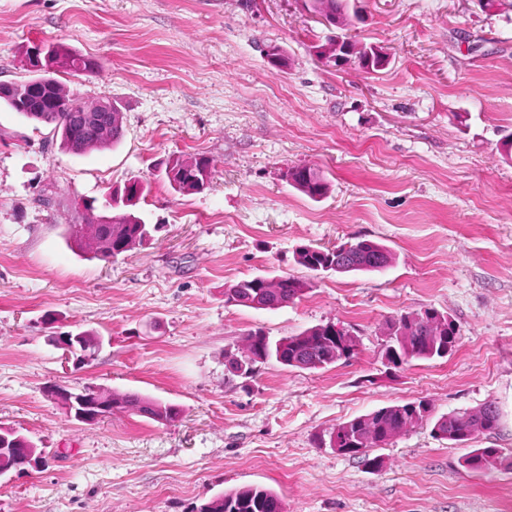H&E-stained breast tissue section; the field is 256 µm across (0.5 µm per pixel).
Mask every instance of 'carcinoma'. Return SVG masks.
Returning a JSON list of instances; mask_svg holds the SVG:
<instances>
[{"label":"carcinoma","mask_w":512,"mask_h":512,"mask_svg":"<svg viewBox=\"0 0 512 512\" xmlns=\"http://www.w3.org/2000/svg\"><path fill=\"white\" fill-rule=\"evenodd\" d=\"M45 49L55 56V72L42 76L43 86L35 97V107L20 109L13 95L0 87V106H5L37 123L53 126L60 134L61 144L69 152L89 151L108 144L119 143L125 134L120 107L105 101L106 109L98 122L90 127L71 128L69 117L79 99L63 92L55 73L65 71L71 75L99 69L97 59L78 54L70 48L52 44ZM171 188L181 195H191L207 188L211 179L210 162L203 156L174 159L165 169ZM293 188L318 201L327 196L329 185L319 170L310 166H293L285 173ZM145 191L139 180H130L112 192L111 220L103 221L88 213L86 223L71 224L66 230L67 242L72 247H92L95 258L109 261L134 245L147 243L152 237L151 225L133 212ZM294 259L298 265L314 275L326 272L348 274L379 272L389 266L392 256L382 244L359 239L351 247L315 248L299 247ZM311 287V282L291 275H256L242 279L224 288V303L256 310H276L300 298ZM392 341L387 345L385 357L388 364L398 367L411 360H436L447 357L458 345L457 326H448V317L434 308H426L401 315L391 324ZM327 325L320 324L303 332L272 340L263 330L256 329L246 336V353L241 358L243 368L238 375L250 378L261 364L271 360L288 368L320 370L341 360L355 356L356 346L338 344L326 338ZM112 408H134L150 420L167 424L182 414L180 406L162 403L135 393L110 394ZM429 403L424 400L398 403L373 410L338 425L329 436L343 448L360 436L368 447L386 444L395 435L426 419L430 415ZM499 426V412L492 402L476 411L451 412L436 418L433 433L441 440L465 444L475 436L491 432ZM503 457L498 448H474L464 459L467 470L486 473ZM196 512H284L281 497L263 487L247 486L205 500Z\"/></svg>","instance_id":"1"}]
</instances>
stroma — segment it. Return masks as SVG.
Segmentation results:
<instances>
[{"mask_svg":"<svg viewBox=\"0 0 512 512\" xmlns=\"http://www.w3.org/2000/svg\"><path fill=\"white\" fill-rule=\"evenodd\" d=\"M350 3L346 37L386 52L384 69L318 61L329 30L304 0H0V82L28 78L27 46L65 45L100 62L61 75L65 92L116 102L125 125L117 146L73 155L0 108V428L44 452L0 479V512H194L248 485L286 512H512V0ZM196 155L210 184L179 195L160 169ZM296 165L321 171L327 197L286 183ZM131 179L150 184L137 210L153 239L110 262L70 248L77 204ZM357 238L385 245L390 266L321 275L276 310L224 303L245 278L307 277L299 246ZM429 307L459 327L455 351L387 369L392 319ZM48 314L103 336L92 360L61 362ZM328 322L351 327L350 361H272L248 380L226 368L249 331L277 340ZM52 385L136 392L183 415L82 424ZM413 400L432 417L370 449L380 468L329 447L336 425ZM488 402L494 433L433 434V417ZM472 448L506 462L473 474Z\"/></svg>","mask_w":512,"mask_h":512,"instance_id":"obj_1","label":"stroma"}]
</instances>
